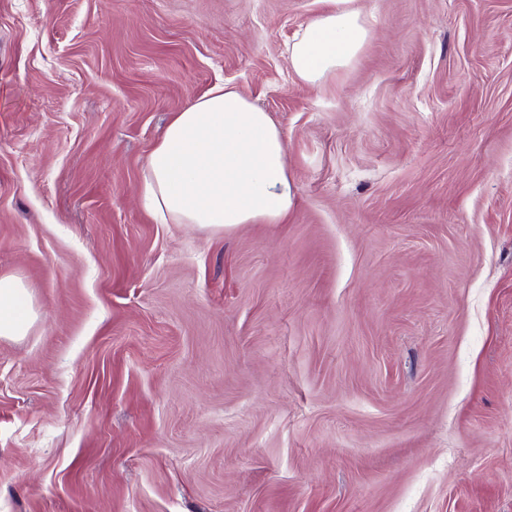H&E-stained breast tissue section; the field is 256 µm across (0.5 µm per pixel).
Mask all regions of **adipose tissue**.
I'll use <instances>...</instances> for the list:
<instances>
[{
  "label": "adipose tissue",
  "mask_w": 512,
  "mask_h": 512,
  "mask_svg": "<svg viewBox=\"0 0 512 512\" xmlns=\"http://www.w3.org/2000/svg\"><path fill=\"white\" fill-rule=\"evenodd\" d=\"M329 2L288 44L292 70L313 86L349 66L370 37L356 0ZM294 201L279 128L224 85L174 115L148 156L140 189V204L156 223L214 230L281 223ZM33 316L27 284L0 276V337L25 334Z\"/></svg>",
  "instance_id": "obj_1"
}]
</instances>
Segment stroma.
Masks as SVG:
<instances>
[{
  "label": "stroma",
  "instance_id": "35a3bbf8",
  "mask_svg": "<svg viewBox=\"0 0 512 512\" xmlns=\"http://www.w3.org/2000/svg\"><path fill=\"white\" fill-rule=\"evenodd\" d=\"M0 0V512H512V0ZM231 85L281 224H158L148 155ZM357 0H328L332 6L308 21L288 44L296 76L318 85L329 74L349 66L370 38ZM28 288L20 277L0 276V337L21 336L28 330L34 316Z\"/></svg>",
  "mask_w": 512,
  "mask_h": 512
}]
</instances>
